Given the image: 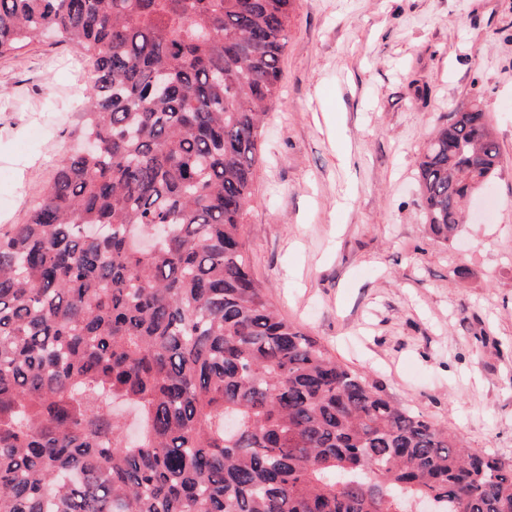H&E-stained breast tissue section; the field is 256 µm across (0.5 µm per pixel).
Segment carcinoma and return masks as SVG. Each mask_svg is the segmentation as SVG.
<instances>
[{
    "instance_id": "carcinoma-1",
    "label": "carcinoma",
    "mask_w": 512,
    "mask_h": 512,
    "mask_svg": "<svg viewBox=\"0 0 512 512\" xmlns=\"http://www.w3.org/2000/svg\"><path fill=\"white\" fill-rule=\"evenodd\" d=\"M291 2L0 0V55L49 35L92 73L79 146L0 225V512H512V461L395 404L251 273ZM500 163L480 104L448 113L418 174L435 240Z\"/></svg>"
}]
</instances>
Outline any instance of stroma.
I'll list each match as a JSON object with an SVG mask.
<instances>
[{
	"label": "stroma",
	"instance_id": "stroma-1",
	"mask_svg": "<svg viewBox=\"0 0 512 512\" xmlns=\"http://www.w3.org/2000/svg\"><path fill=\"white\" fill-rule=\"evenodd\" d=\"M247 211L266 298L341 363L469 448L512 461V0H293ZM75 47L0 56V221L24 223L77 146ZM481 101L502 166L491 219L422 220L418 163Z\"/></svg>",
	"mask_w": 512,
	"mask_h": 512
}]
</instances>
